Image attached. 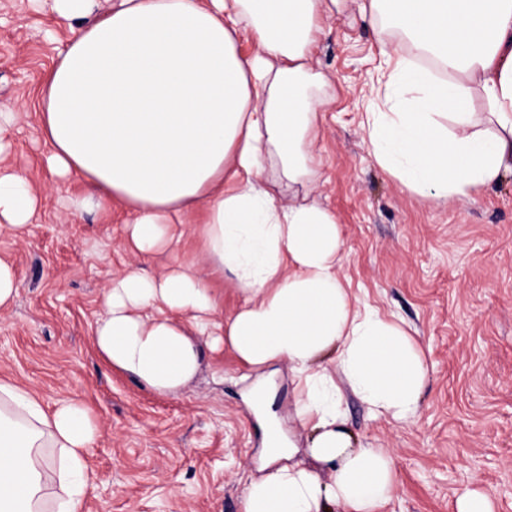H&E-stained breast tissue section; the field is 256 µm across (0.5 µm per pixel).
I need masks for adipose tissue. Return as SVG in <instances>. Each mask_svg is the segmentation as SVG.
I'll list each match as a JSON object with an SVG mask.
<instances>
[{"mask_svg":"<svg viewBox=\"0 0 512 512\" xmlns=\"http://www.w3.org/2000/svg\"><path fill=\"white\" fill-rule=\"evenodd\" d=\"M51 2L77 30L42 91L49 175L92 183L81 209L120 203L132 251L171 253L198 235L213 274L242 297L227 313L193 265L124 267L103 293L97 350L160 395L195 377L213 341L251 371L288 363L315 465L278 463L245 488L241 512H382L393 459L352 431L346 397L373 419L412 423L425 353L348 293L334 216L277 203L265 186L271 175L317 187L331 80L313 50L344 0H113L101 17L95 0ZM362 12L384 40L385 97L363 124L377 163L448 203L512 174V0H366ZM38 205L22 172L0 174V235L26 231ZM98 433L81 401L48 413L0 379V512H85Z\"/></svg>","mask_w":512,"mask_h":512,"instance_id":"adipose-tissue-1","label":"adipose tissue"}]
</instances>
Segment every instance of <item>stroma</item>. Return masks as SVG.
Returning a JSON list of instances; mask_svg holds the SVG:
<instances>
[{
  "label": "stroma",
  "mask_w": 512,
  "mask_h": 512,
  "mask_svg": "<svg viewBox=\"0 0 512 512\" xmlns=\"http://www.w3.org/2000/svg\"><path fill=\"white\" fill-rule=\"evenodd\" d=\"M361 4L346 0L314 51L332 80L314 142V197L340 226L351 293L404 324L425 351L429 382L414 423L371 420L351 396L349 425L396 461L399 487L386 512H457L472 490L490 497L493 512H512V176L475 199L438 204L376 163L362 120L383 58ZM71 36L48 0H0V113L15 117L0 170L23 171L43 193L26 232L0 236V258L19 274L15 301L0 310V379L48 408L71 397L88 407L99 435L86 512H241L245 486L265 470L233 355L204 352L198 374L165 396L109 366L93 345L113 271L135 264L156 275L172 259L126 251L120 205L76 210L82 180L45 182L36 109ZM276 382L272 410L305 460L288 369Z\"/></svg>",
  "instance_id": "35a3bbf8"
}]
</instances>
